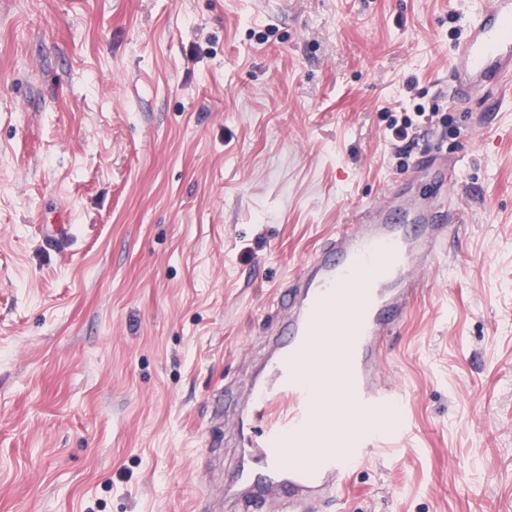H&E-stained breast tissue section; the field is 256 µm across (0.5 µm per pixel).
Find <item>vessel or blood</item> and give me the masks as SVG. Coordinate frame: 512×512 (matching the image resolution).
Returning a JSON list of instances; mask_svg holds the SVG:
<instances>
[{
	"mask_svg": "<svg viewBox=\"0 0 512 512\" xmlns=\"http://www.w3.org/2000/svg\"><path fill=\"white\" fill-rule=\"evenodd\" d=\"M448 102L466 101L472 87L494 101L512 97V0H479L463 26L451 61ZM403 222L384 208L327 239L276 302L285 313L266 338L268 356L239 403V463L224 484L234 512H262L267 502L306 508L342 494L349 474L373 463L383 442L360 429L363 420L401 427L403 393L382 378L384 349L423 287L427 270L448 252L444 213L415 199ZM333 323L334 338L318 341ZM343 383L346 411L320 405L319 382Z\"/></svg>",
	"mask_w": 512,
	"mask_h": 512,
	"instance_id": "1",
	"label": "vessel or blood"
}]
</instances>
